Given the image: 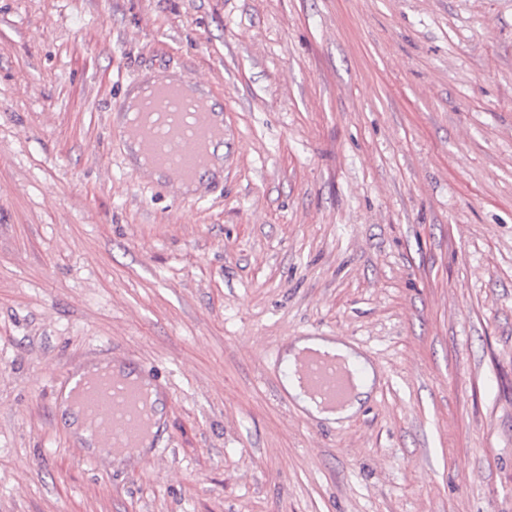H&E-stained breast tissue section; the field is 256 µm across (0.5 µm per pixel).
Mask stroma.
Segmentation results:
<instances>
[{
  "mask_svg": "<svg viewBox=\"0 0 512 512\" xmlns=\"http://www.w3.org/2000/svg\"><path fill=\"white\" fill-rule=\"evenodd\" d=\"M224 102L205 199L139 180L132 80ZM291 336L381 380L330 425ZM165 404L91 460L67 370ZM0 512H512V0H0ZM304 347L321 348L328 350H336L337 353L347 356L349 363L354 365H362L365 367L364 379L359 383L357 389V395L351 401L350 404L342 409L336 411H329L321 409L315 402L306 398L297 386V383L292 380L284 381V388L287 393L295 399L298 405L307 413L311 414L315 418L325 421L331 425H335V422L340 420H347L356 415L362 405V402L367 399L369 393L375 383L376 373L370 365L365 364V361L361 355H359L354 349L347 346L343 341L339 339L334 343L332 340H325L320 338H309L301 339L295 343V347L291 351H286L284 357L290 362L293 360L295 353L298 349Z\"/></svg>",
  "mask_w": 512,
  "mask_h": 512,
  "instance_id": "stroma-1",
  "label": "stroma"
}]
</instances>
